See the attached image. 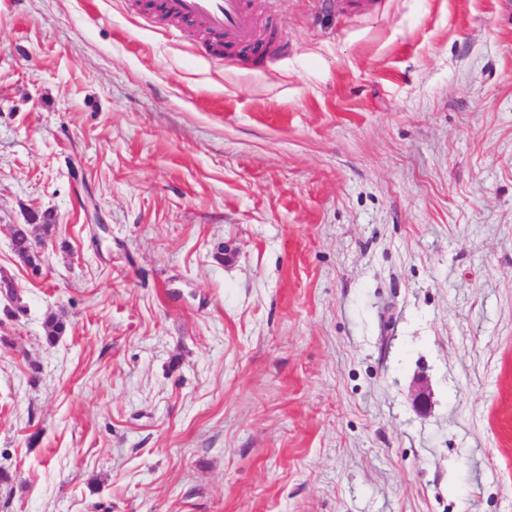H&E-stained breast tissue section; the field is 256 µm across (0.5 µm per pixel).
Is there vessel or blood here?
Instances as JSON below:
<instances>
[{
	"label": "vessel or blood",
	"instance_id": "1",
	"mask_svg": "<svg viewBox=\"0 0 512 512\" xmlns=\"http://www.w3.org/2000/svg\"><path fill=\"white\" fill-rule=\"evenodd\" d=\"M168 19H187L195 25L223 35L226 46L254 43L257 16L252 0H162Z\"/></svg>",
	"mask_w": 512,
	"mask_h": 512
}]
</instances>
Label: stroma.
Listing matches in <instances>:
<instances>
[{"mask_svg": "<svg viewBox=\"0 0 512 512\" xmlns=\"http://www.w3.org/2000/svg\"><path fill=\"white\" fill-rule=\"evenodd\" d=\"M254 4L0 0V512H512V0ZM160 18L187 19L216 34L228 48L255 42L257 16L251 0H162ZM28 226L29 224H17L13 227L12 247L19 261L31 269L42 263V260L34 250V242Z\"/></svg>", "mask_w": 512, "mask_h": 512, "instance_id": "1", "label": "stroma"}]
</instances>
